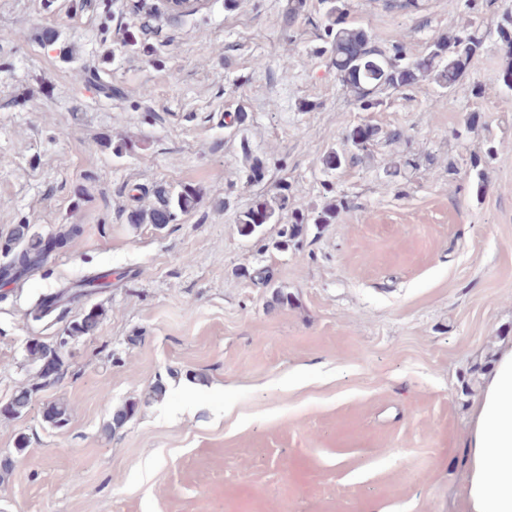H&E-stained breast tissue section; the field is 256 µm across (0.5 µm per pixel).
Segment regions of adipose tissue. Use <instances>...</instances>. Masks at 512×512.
<instances>
[{"label": "adipose tissue", "mask_w": 512, "mask_h": 512, "mask_svg": "<svg viewBox=\"0 0 512 512\" xmlns=\"http://www.w3.org/2000/svg\"><path fill=\"white\" fill-rule=\"evenodd\" d=\"M466 448L469 512H512V344L486 380Z\"/></svg>", "instance_id": "1"}]
</instances>
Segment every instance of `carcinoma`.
<instances>
[{"label": "carcinoma", "mask_w": 512, "mask_h": 512, "mask_svg": "<svg viewBox=\"0 0 512 512\" xmlns=\"http://www.w3.org/2000/svg\"><path fill=\"white\" fill-rule=\"evenodd\" d=\"M324 28V41L328 45L330 62L344 90L353 98L359 109L368 111L383 103L382 95L397 91L419 81H429L443 91L452 92L460 85L473 60L479 56L484 41L478 30L462 31L435 38L419 56L409 58L403 44L380 45L375 38L356 23L347 20L344 0H330ZM497 42L508 56H512V14L505 15L495 28ZM379 138L378 128L371 125H356L345 135L350 146L349 154L333 151L325 158V165L336 168L346 161L353 162L370 151ZM158 205L148 211H135L129 216L132 225L151 224L158 229L179 220L195 205L198 191L184 187L176 193L166 190L157 192ZM288 209V186L281 187L278 205L259 200L239 218L238 231L251 237L264 224H282L279 239L274 248L286 250L299 248L308 235L311 224H333L338 206L328 204L313 216L298 211L291 212L288 222L281 223L279 212ZM0 248L10 256L7 264L0 268V277L19 280L38 269L45 258L41 236L30 224L14 225L10 235ZM102 313L89 309L81 319L71 322L65 336L55 344L32 340L28 344L30 358L37 364L52 358L57 370L39 374L41 386L57 383L64 375L62 371V348L69 340L93 333ZM34 388L23 387L6 401V414L20 415L30 405ZM137 403L129 402L117 409L105 427L109 434L116 433L136 413ZM71 419V408L65 402H54L45 414V422L55 428L67 426Z\"/></svg>", "instance_id": "1"}]
</instances>
